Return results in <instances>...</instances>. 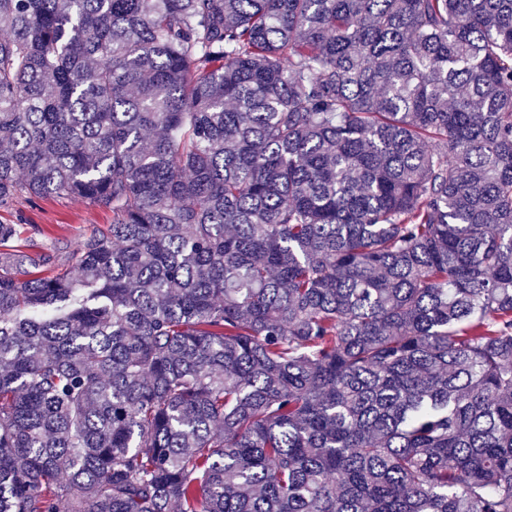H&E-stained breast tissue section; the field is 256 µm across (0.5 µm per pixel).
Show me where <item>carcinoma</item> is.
Here are the masks:
<instances>
[{
  "label": "carcinoma",
  "mask_w": 512,
  "mask_h": 512,
  "mask_svg": "<svg viewBox=\"0 0 512 512\" xmlns=\"http://www.w3.org/2000/svg\"><path fill=\"white\" fill-rule=\"evenodd\" d=\"M0 23V512H512V0ZM0 217L22 224L21 244L33 251L55 248L59 256L68 255L81 238L112 223V214L81 199L14 200Z\"/></svg>",
  "instance_id": "carcinoma-1"
}]
</instances>
